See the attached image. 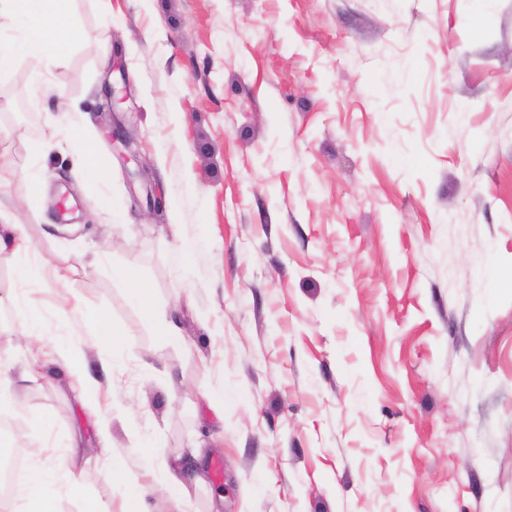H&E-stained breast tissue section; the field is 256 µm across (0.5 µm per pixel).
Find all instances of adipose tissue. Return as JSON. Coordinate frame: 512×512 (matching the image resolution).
Returning <instances> with one entry per match:
<instances>
[{
	"label": "adipose tissue",
	"mask_w": 512,
	"mask_h": 512,
	"mask_svg": "<svg viewBox=\"0 0 512 512\" xmlns=\"http://www.w3.org/2000/svg\"><path fill=\"white\" fill-rule=\"evenodd\" d=\"M62 3L63 0H0V17L18 19L24 25L21 39L13 46L0 50V72L10 68L14 58L20 54L32 60L33 70L38 74L51 71L62 62L68 44L61 20ZM44 128L45 138L36 140L31 147L33 157L41 156L49 138L59 132H67L71 151L86 181L92 184L102 181L103 172L96 161L95 145L89 133L67 117L50 113L44 117ZM23 252L27 253L28 258L17 268V277L21 282L54 284L64 280L68 270L67 256L59 254L50 259L31 253L24 225L6 219L0 221V255ZM112 276L126 285L130 297L140 307L143 321L153 329L155 335L169 342L181 341L177 326L157 313L133 271L119 267L113 269Z\"/></svg>",
	"instance_id": "adipose-tissue-1"
}]
</instances>
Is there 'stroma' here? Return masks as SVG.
I'll return each instance as SVG.
<instances>
[{"label":"stroma","instance_id":"obj_1","mask_svg":"<svg viewBox=\"0 0 512 512\" xmlns=\"http://www.w3.org/2000/svg\"><path fill=\"white\" fill-rule=\"evenodd\" d=\"M70 8L44 82L24 56L0 73V208L76 267L49 288L0 259V432L29 468L85 451L80 494L48 490L57 512H119L156 442L165 462L202 450L187 512H512V0ZM48 112L95 136L107 181L63 133L33 159ZM175 224L204 244L190 261ZM115 266L183 342L143 323ZM102 311L123 345H93ZM73 337L98 381L84 401L40 373Z\"/></svg>","mask_w":512,"mask_h":512}]
</instances>
